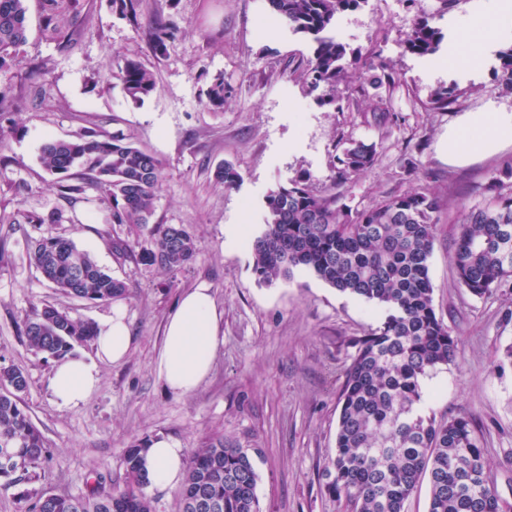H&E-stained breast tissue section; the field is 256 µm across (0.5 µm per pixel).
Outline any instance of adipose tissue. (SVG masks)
<instances>
[{"label": "adipose tissue", "mask_w": 512, "mask_h": 512, "mask_svg": "<svg viewBox=\"0 0 512 512\" xmlns=\"http://www.w3.org/2000/svg\"><path fill=\"white\" fill-rule=\"evenodd\" d=\"M492 18L473 15L459 38L448 48V63L454 67L477 66L484 55L490 34L488 20L504 30H512V0H492ZM512 144V111L493 107L465 113L448 131L444 148L452 163H465ZM132 345V336L121 308H113L100 325L92 360L68 357L61 360L51 377L54 403L62 409L83 406L98 390V361L122 362ZM224 346V313L216 304L208 285L185 292L170 313L163 344L156 360V372L164 388L174 394L194 392L208 377L217 352ZM187 452L171 438H152L144 465L153 487H179L186 469Z\"/></svg>", "instance_id": "obj_1"}]
</instances>
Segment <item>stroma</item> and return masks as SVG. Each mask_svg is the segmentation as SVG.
<instances>
[{"label": "stroma", "mask_w": 512, "mask_h": 512, "mask_svg": "<svg viewBox=\"0 0 512 512\" xmlns=\"http://www.w3.org/2000/svg\"><path fill=\"white\" fill-rule=\"evenodd\" d=\"M475 5L458 0L445 13L439 0H361L342 13L336 38L347 50V76L332 108L319 105L300 78L311 41L278 22L261 25L266 0H144L136 26L115 15L110 0H81L66 48L40 28L45 0H28L30 33L20 61L0 71L19 127L0 143L10 159L0 167V367L26 373L22 400L49 456L29 480L0 490V512H21L26 496L84 492L98 473L120 477L125 448L160 434L190 450L215 434L259 449L261 512H345L325 491L324 468L335 452L351 341L376 324L375 309L300 272L288 282L258 283L248 249L229 229L256 231L266 196L298 175L309 174L315 192H335L334 158L358 139L376 142L378 160L347 186L352 206L421 186L445 201L430 277L435 310L460 337L461 354L423 379V409L439 420H472L496 488L512 502V367L493 368L499 349L512 344L505 317L512 296H472L449 260L458 211L483 202L489 175L512 161V146L465 166L449 164L440 148L463 113L512 109V93L497 77V55L512 48V35L493 31L496 45L476 69L450 67L446 44L427 57L404 45L423 13L447 43ZM157 17L181 30L162 58L147 39ZM116 53L139 56L156 71L157 90L143 103L128 101L113 77ZM382 62L398 81L389 103L396 117L386 122L371 83ZM218 73L234 93L223 109L211 110L204 105L208 78ZM444 90L453 104L430 110L431 97ZM85 128L124 133L162 159L165 182L153 221L182 224L192 234L196 254L183 269L166 272L117 254L111 241L127 238L128 228L107 223L111 202L98 187L87 185L72 206L59 198L39 148ZM221 161L238 169L237 188L215 184ZM55 211L63 214L57 224L11 221L19 212ZM40 236L72 238L127 286L121 305L133 336L130 354L119 364L100 363L97 392L76 409L52 403L55 361L30 350L18 326L46 304L95 324L112 306L69 297L45 281L29 258V242ZM202 283L224 311V346L200 387L175 395L158 380L155 360L180 295Z\"/></svg>", "instance_id": "35a3bbf8"}]
</instances>
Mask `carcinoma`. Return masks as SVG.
<instances>
[{"mask_svg":"<svg viewBox=\"0 0 512 512\" xmlns=\"http://www.w3.org/2000/svg\"><path fill=\"white\" fill-rule=\"evenodd\" d=\"M79 0H46L43 31L67 47L62 12ZM360 0H268L274 15L296 35L314 43L302 74L313 91L325 88L324 104L336 103L343 81L345 46L330 34L336 16ZM112 11L139 25L142 0H111ZM27 0H0V69L27 42ZM178 31L158 19L147 37L155 56L166 54ZM441 36L431 18L420 17L407 35V48L422 56L437 52ZM112 73L127 99L140 104L157 88L155 72L139 59L115 54ZM232 88L224 74L214 76L206 107L224 108ZM376 143L359 140L334 160L335 178L346 184L375 166ZM40 162L54 176L58 196L69 204L81 199L84 180L95 183L112 201L108 223L130 224L146 233L152 248L143 252L120 238L113 249L145 265L174 272L196 253L183 225L151 223L163 189L161 160L121 132L83 130L69 139H51L40 149ZM215 181L230 189L241 175L230 163L214 170ZM512 164L489 177L485 202L459 211L458 233L450 255L461 286L485 298L512 289V194L504 181ZM347 195L317 194L298 177L266 197L263 224L246 240L252 271L259 282L290 281L310 274L329 286L360 297L380 313L377 324L353 339L346 369L335 453L325 471L327 493L344 501L348 512H404L405 501L423 475L430 487L429 512H512L498 495L471 421L464 416L436 420L425 416L421 380L441 366L454 364L459 337L436 313L430 259L443 199L425 188L394 195L363 209L346 203ZM30 255L42 276L62 293L90 303L113 302L126 294L123 281L103 270L71 238L50 236L30 241ZM26 345L60 359L74 345L94 338L93 323L46 305L20 325ZM27 388L23 370L0 368V489L25 481L30 469L46 460L42 432L21 403ZM145 441L124 450V477L118 482L97 474L84 494L43 493L24 512H153L142 469ZM256 448L214 435L193 450L179 490L181 512H193L199 492L219 505L215 512H261L257 495Z\"/></svg>","mask_w":512,"mask_h":512,"instance_id":"cac0c4a2","label":"carcinoma"}]
</instances>
